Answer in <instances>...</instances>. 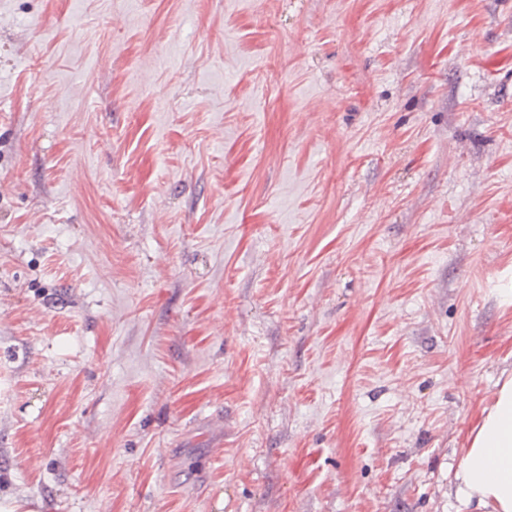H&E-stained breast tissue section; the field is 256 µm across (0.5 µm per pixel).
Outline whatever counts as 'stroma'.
I'll use <instances>...</instances> for the list:
<instances>
[{"instance_id": "stroma-1", "label": "stroma", "mask_w": 512, "mask_h": 512, "mask_svg": "<svg viewBox=\"0 0 512 512\" xmlns=\"http://www.w3.org/2000/svg\"><path fill=\"white\" fill-rule=\"evenodd\" d=\"M512 375V0H0V500L457 512Z\"/></svg>"}]
</instances>
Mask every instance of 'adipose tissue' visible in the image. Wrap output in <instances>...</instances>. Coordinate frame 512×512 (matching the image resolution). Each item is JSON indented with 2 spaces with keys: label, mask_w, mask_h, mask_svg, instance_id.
Segmentation results:
<instances>
[{
  "label": "adipose tissue",
  "mask_w": 512,
  "mask_h": 512,
  "mask_svg": "<svg viewBox=\"0 0 512 512\" xmlns=\"http://www.w3.org/2000/svg\"><path fill=\"white\" fill-rule=\"evenodd\" d=\"M462 508L512 512V377L499 382L455 475Z\"/></svg>",
  "instance_id": "obj_1"
}]
</instances>
